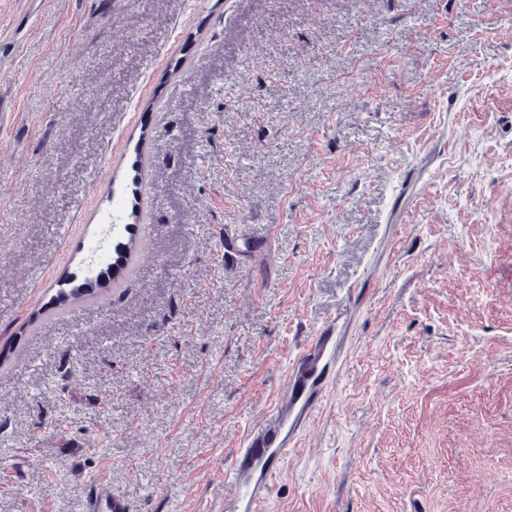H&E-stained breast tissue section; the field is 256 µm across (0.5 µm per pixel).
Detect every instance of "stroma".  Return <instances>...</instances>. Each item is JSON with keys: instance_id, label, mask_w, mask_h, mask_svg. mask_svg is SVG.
I'll use <instances>...</instances> for the list:
<instances>
[{"instance_id": "1", "label": "stroma", "mask_w": 512, "mask_h": 512, "mask_svg": "<svg viewBox=\"0 0 512 512\" xmlns=\"http://www.w3.org/2000/svg\"><path fill=\"white\" fill-rule=\"evenodd\" d=\"M325 327L256 512H512V0H0V512H222ZM330 337L327 330L316 337L288 379L285 402L273 409L245 448L237 449L231 467L224 473V483L234 487L236 507L241 506L244 512L255 510L265 498L268 480L288 450L289 408H297L302 414L316 404L319 387L336 363ZM83 512H130L128 501L112 492L103 480L94 481L84 497Z\"/></svg>"}]
</instances>
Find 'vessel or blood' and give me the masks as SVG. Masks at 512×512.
I'll use <instances>...</instances> for the list:
<instances>
[{
    "label": "vessel or blood",
    "instance_id": "obj_1",
    "mask_svg": "<svg viewBox=\"0 0 512 512\" xmlns=\"http://www.w3.org/2000/svg\"><path fill=\"white\" fill-rule=\"evenodd\" d=\"M335 363L330 336L321 333L292 371L285 402L273 409L245 447L237 449L231 467L224 473V482L233 486L234 502L243 512H254L264 499L268 481L288 450L289 409L309 411ZM83 512H130V507L125 498L113 493L109 484L99 480L89 485Z\"/></svg>",
    "mask_w": 512,
    "mask_h": 512
}]
</instances>
